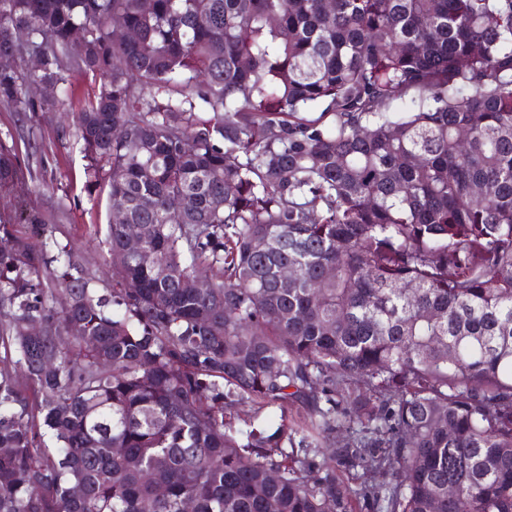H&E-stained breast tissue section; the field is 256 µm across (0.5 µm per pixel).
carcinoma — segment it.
<instances>
[{"label": "carcinoma", "mask_w": 512, "mask_h": 512, "mask_svg": "<svg viewBox=\"0 0 512 512\" xmlns=\"http://www.w3.org/2000/svg\"><path fill=\"white\" fill-rule=\"evenodd\" d=\"M5 52L97 82L124 220L101 277L0 216V512H512V0H0Z\"/></svg>", "instance_id": "obj_1"}]
</instances>
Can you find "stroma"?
<instances>
[{"label":"stroma","mask_w":512,"mask_h":512,"mask_svg":"<svg viewBox=\"0 0 512 512\" xmlns=\"http://www.w3.org/2000/svg\"><path fill=\"white\" fill-rule=\"evenodd\" d=\"M73 92L51 112H15L0 105V139L15 145L28 160L22 196L1 195L0 212L27 207L42 213L59 240L71 242L84 264L103 262L102 240L109 221L107 196L86 187L82 154L73 115L93 84L72 71Z\"/></svg>","instance_id":"35a3bbf8"}]
</instances>
